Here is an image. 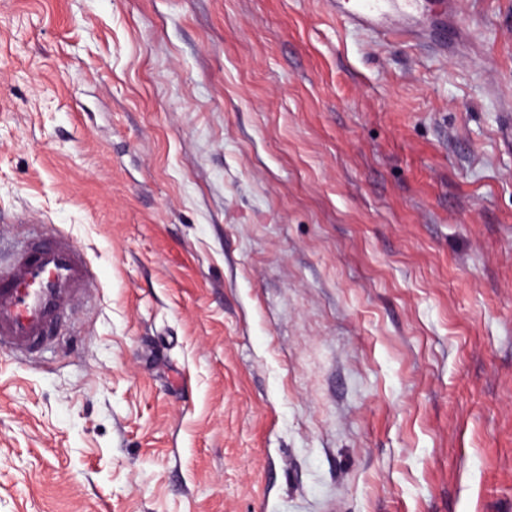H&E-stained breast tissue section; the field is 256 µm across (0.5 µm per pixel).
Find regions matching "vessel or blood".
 <instances>
[{
  "instance_id": "b4317fda",
  "label": "vessel or blood",
  "mask_w": 512,
  "mask_h": 512,
  "mask_svg": "<svg viewBox=\"0 0 512 512\" xmlns=\"http://www.w3.org/2000/svg\"><path fill=\"white\" fill-rule=\"evenodd\" d=\"M426 0H356L346 20L379 36L425 34L441 50L457 39L452 0H437L435 20L410 25ZM95 273L82 249L68 236L55 234L13 253L0 267V349L33 354L63 313L84 298Z\"/></svg>"
}]
</instances>
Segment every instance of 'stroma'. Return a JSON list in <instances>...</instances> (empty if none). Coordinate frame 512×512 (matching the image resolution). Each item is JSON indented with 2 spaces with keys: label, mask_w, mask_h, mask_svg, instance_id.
<instances>
[{
  "label": "stroma",
  "mask_w": 512,
  "mask_h": 512,
  "mask_svg": "<svg viewBox=\"0 0 512 512\" xmlns=\"http://www.w3.org/2000/svg\"><path fill=\"white\" fill-rule=\"evenodd\" d=\"M455 20L0 0V240L97 273L0 353V512H512V0ZM427 0H356L354 9L345 14L353 26L379 36H415L425 33L426 37L444 52H448L457 39V31L451 26L453 0H436V20L428 27L412 26L408 19L425 9Z\"/></svg>",
  "instance_id": "obj_1"
}]
</instances>
